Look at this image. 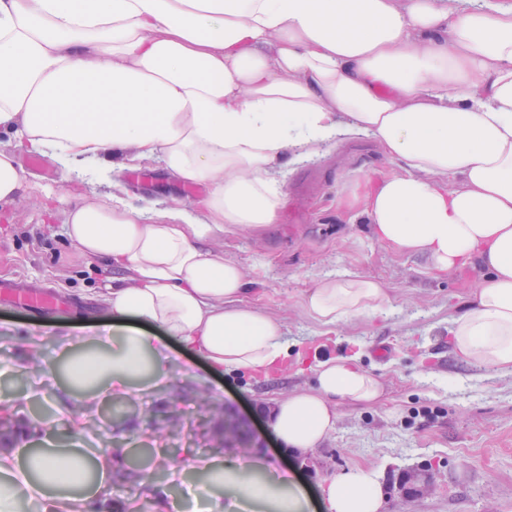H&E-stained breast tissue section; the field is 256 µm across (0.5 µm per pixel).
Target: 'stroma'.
Here are the masks:
<instances>
[{"label": "stroma", "mask_w": 512, "mask_h": 512, "mask_svg": "<svg viewBox=\"0 0 512 512\" xmlns=\"http://www.w3.org/2000/svg\"><path fill=\"white\" fill-rule=\"evenodd\" d=\"M0 147L14 150L32 185L30 195L17 199L7 220H0V279L67 299L41 308L0 300V400L11 403L15 421L39 420L62 443L105 452L114 442H127L167 494L147 499L135 480L118 475L111 498L124 503L125 512H136L143 501L147 512H192L190 481L179 472L155 470L154 460L160 454L179 461L190 452L211 455L224 438L228 415L240 420L253 452L295 473L313 501L321 499V484L361 468L382 472L387 512H512V376L459 359L448 333L470 300L475 269L429 272L422 258L379 243L370 225L338 205L347 188L398 170L369 137L294 164L284 176L277 223L255 233L228 231L213 243L242 265L250 283L245 301L283 322L290 357L282 371L230 374L179 347L171 365L172 375L184 381L179 391L152 389L135 403L102 395L108 416L92 410L85 427L59 415V387L31 370L32 350L24 338L40 336L44 357L52 360L62 337L79 342L89 326L103 323L98 290L111 266L82 257L66 240L61 219L45 217L40 205L46 188L61 211L68 201L94 200L111 186L79 181L52 157L29 154L3 133ZM118 179L135 204L176 197L192 205L209 190L205 183L176 184L158 165ZM343 273L379 282L389 301L376 315L321 326L306 312L304 297L318 278ZM322 353L356 357L361 368L380 377L384 392L370 406L339 405L330 435L298 456L271 430L273 402L311 384L310 373L297 371L294 356Z\"/></svg>", "instance_id": "35a3bbf8"}]
</instances>
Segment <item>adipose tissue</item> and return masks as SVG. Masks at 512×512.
Returning <instances> with one entry per match:
<instances>
[{
    "instance_id": "ef3b65f1",
    "label": "adipose tissue",
    "mask_w": 512,
    "mask_h": 512,
    "mask_svg": "<svg viewBox=\"0 0 512 512\" xmlns=\"http://www.w3.org/2000/svg\"><path fill=\"white\" fill-rule=\"evenodd\" d=\"M1 129L88 183L157 159L174 182L210 186L195 208L136 205L118 190L64 210L65 236L116 270L99 293L108 324L42 369L61 377L72 423L102 388L130 401L138 381L170 384L174 342L231 373L281 368L283 323L244 301L241 265L210 243L276 223L280 168L350 135L402 171L367 179L341 207L432 271L477 265L454 350L512 374V0H0ZM388 300L350 274L319 280L304 307L333 327ZM311 371V387L272 412L299 453L328 437L337 404L382 393L349 359ZM127 454L120 443L103 457L2 444L0 512H88ZM181 467L198 477L199 501L227 489L253 512L277 486L276 512H304L298 482L250 451ZM321 496L325 512H383L386 501L373 469L336 476Z\"/></svg>"
}]
</instances>
